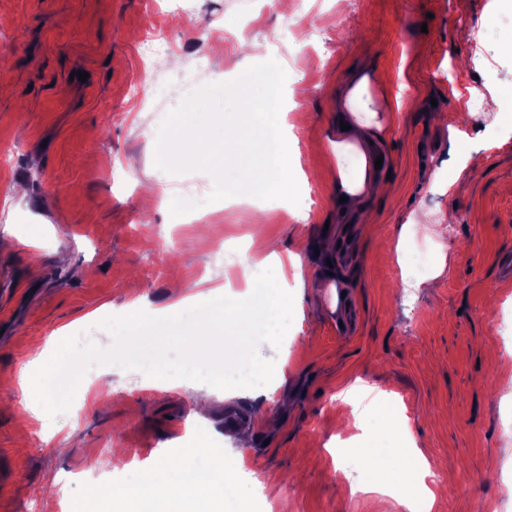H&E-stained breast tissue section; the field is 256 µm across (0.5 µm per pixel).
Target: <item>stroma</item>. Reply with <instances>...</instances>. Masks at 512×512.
Listing matches in <instances>:
<instances>
[{"instance_id": "stroma-1", "label": "stroma", "mask_w": 512, "mask_h": 512, "mask_svg": "<svg viewBox=\"0 0 512 512\" xmlns=\"http://www.w3.org/2000/svg\"><path fill=\"white\" fill-rule=\"evenodd\" d=\"M243 2L195 0L189 23L173 0H0V229L14 242L0 251V512H74L90 485H128L147 467L181 483L162 462L200 427L197 471L234 490V512H378L404 469L399 446L389 467L374 462L393 426L433 464L434 512H512V395L496 385L512 376V340L494 321L512 315V0H347L349 23L336 0H305L283 105L292 169L314 202L301 217L274 200L209 201V175L154 163L160 113L273 58L290 0H256L246 19ZM152 25L174 48L149 69ZM358 68L374 75L372 110L399 89L411 106L383 147L389 196L340 224L329 207L340 162L324 141ZM79 70L87 80L71 79ZM471 94L484 110L465 111ZM469 153L477 169L457 172ZM161 182L166 204L144 207V186ZM20 183L26 196L7 202ZM188 189L226 247L284 258L303 246L313 267L333 265V288L295 302L281 346L259 348L283 384L215 391L198 417L191 381L157 390L141 370L100 365L41 426L19 388L32 347L50 354L77 334L109 348L102 320L139 298L167 315L175 282L196 304L250 295L245 279L226 287L235 260L214 255L195 220L173 223L168 202ZM413 213L423 224L400 236ZM424 279L432 287L416 288ZM357 381L377 398L354 428L338 394ZM274 482L278 502L260 491Z\"/></svg>"}]
</instances>
